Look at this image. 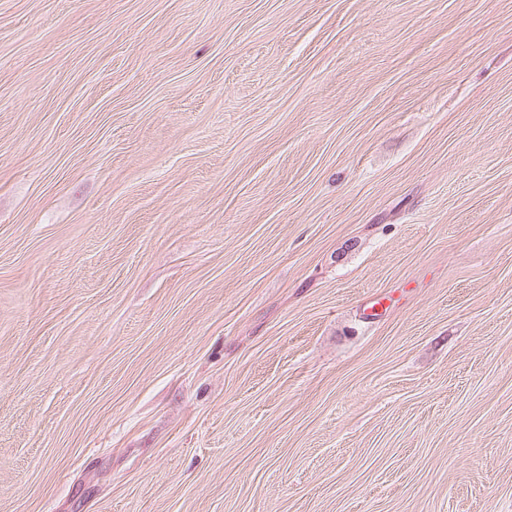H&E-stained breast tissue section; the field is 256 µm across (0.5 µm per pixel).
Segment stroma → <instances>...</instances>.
Here are the masks:
<instances>
[{
  "mask_svg": "<svg viewBox=\"0 0 512 512\" xmlns=\"http://www.w3.org/2000/svg\"><path fill=\"white\" fill-rule=\"evenodd\" d=\"M0 512H512V0H0Z\"/></svg>",
  "mask_w": 512,
  "mask_h": 512,
  "instance_id": "stroma-1",
  "label": "stroma"
}]
</instances>
